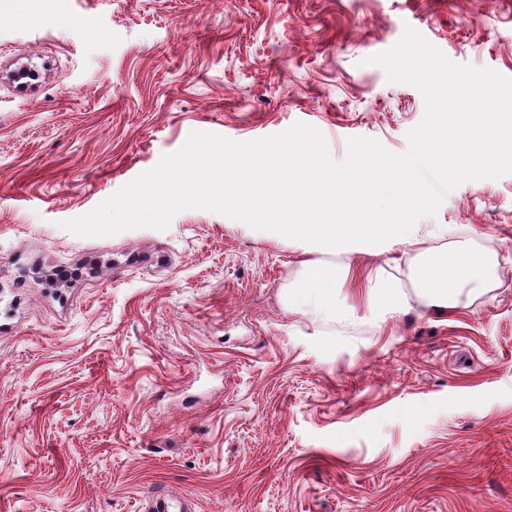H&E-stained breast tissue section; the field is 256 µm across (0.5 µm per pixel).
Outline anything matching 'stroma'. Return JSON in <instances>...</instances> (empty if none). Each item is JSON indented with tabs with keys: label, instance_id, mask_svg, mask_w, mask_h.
<instances>
[{
	"label": "stroma",
	"instance_id": "1",
	"mask_svg": "<svg viewBox=\"0 0 512 512\" xmlns=\"http://www.w3.org/2000/svg\"><path fill=\"white\" fill-rule=\"evenodd\" d=\"M408 26L512 77V0H0V512L160 491L186 512H512V175L418 221L490 258L445 312L391 241L335 253L198 209L60 226L194 131L302 122L337 161L351 137L404 152L423 97L366 59ZM355 258L400 312L347 284L333 318L292 306Z\"/></svg>",
	"mask_w": 512,
	"mask_h": 512
}]
</instances>
